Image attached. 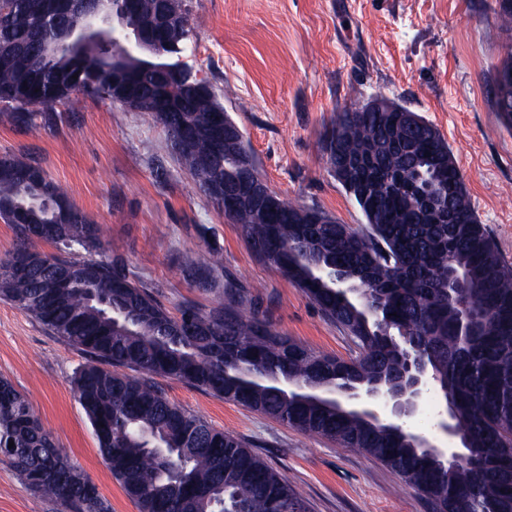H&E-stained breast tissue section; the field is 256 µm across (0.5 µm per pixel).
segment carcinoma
<instances>
[{"instance_id": "cac0c4a2", "label": "carcinoma", "mask_w": 512, "mask_h": 512, "mask_svg": "<svg viewBox=\"0 0 512 512\" xmlns=\"http://www.w3.org/2000/svg\"><path fill=\"white\" fill-rule=\"evenodd\" d=\"M92 47L61 50L85 29L84 10L57 17L43 0H0V112L21 123L33 112L68 100L72 92L112 99V54H123L133 33L155 32L148 44L119 62L141 99L140 113L160 125L171 143L182 126L193 143L175 149L198 184L229 185L238 157L224 148L212 120L224 111L216 96L198 93L188 73L172 87L180 106L161 112L151 88L159 69L185 52L192 36L189 0H134ZM406 134L405 157L382 153L366 185L353 172L336 173V152L354 154ZM331 174L361 210L365 223L317 224L325 211L276 198L262 213L241 205L224 210L261 261L292 280L322 314L349 335L361 358L318 355L280 335L247 311L240 289L219 285L220 262H188L195 281L214 299L184 302L171 312L152 292L107 258L100 229L74 208L66 191L28 154L7 155L0 169V219L18 243L0 258V298L32 315L53 335L87 356L72 384L98 449L139 512H309L288 479L240 438L214 428L170 401L154 384L163 376L256 411L288 427L355 448L396 473L433 512H512V265L475 214L464 177L436 128L415 130L406 113L339 111L322 146ZM35 170L24 184L15 171ZM449 209L438 224L419 197ZM49 244L56 252L47 253ZM26 259L31 269L14 272ZM82 274L54 281L59 269ZM337 271L368 291L369 304L351 303L319 269ZM411 355L422 357L433 387L448 403L462 458L450 463L417 447L412 434L340 406L261 385L262 371L297 385L340 390L354 380L397 378ZM14 446H9V442ZM0 461L34 493L59 500L69 512H111L98 486L56 447L27 398L0 379Z\"/></svg>"}]
</instances>
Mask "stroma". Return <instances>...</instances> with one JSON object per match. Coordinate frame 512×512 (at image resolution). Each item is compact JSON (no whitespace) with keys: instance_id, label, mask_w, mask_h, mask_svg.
Returning <instances> with one entry per match:
<instances>
[{"instance_id":"obj_1","label":"stroma","mask_w":512,"mask_h":512,"mask_svg":"<svg viewBox=\"0 0 512 512\" xmlns=\"http://www.w3.org/2000/svg\"><path fill=\"white\" fill-rule=\"evenodd\" d=\"M494 0H191L198 78L237 122L269 188L339 222L364 217L327 171L323 134L339 110L373 98L431 123L460 167L480 223L512 263V127L494 107L512 29ZM29 154L101 227L106 253L167 308L206 305L188 261L223 257L225 282L245 290L282 335L316 353L354 357L352 340L294 282L255 258L173 156L161 126L83 93L20 125L0 115V156ZM79 349L0 299V378L28 399L58 447L97 484L112 512H139L98 451L71 384ZM156 384L189 412L232 433L285 474L310 512H430L380 462L165 377ZM0 512H62L0 463Z\"/></svg>"}]
</instances>
